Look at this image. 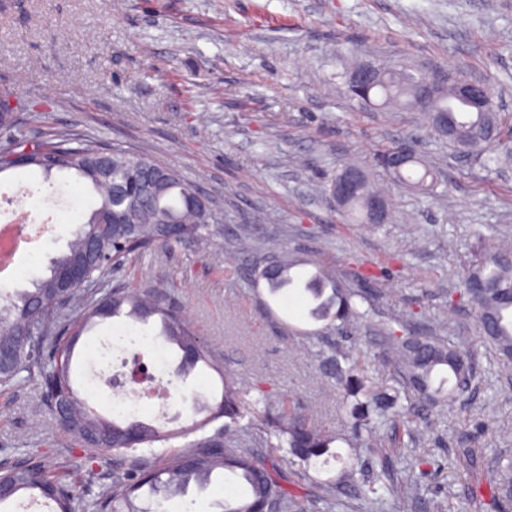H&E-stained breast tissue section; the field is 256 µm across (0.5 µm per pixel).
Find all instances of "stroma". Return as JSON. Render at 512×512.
Listing matches in <instances>:
<instances>
[{
  "instance_id": "1",
  "label": "stroma",
  "mask_w": 512,
  "mask_h": 512,
  "mask_svg": "<svg viewBox=\"0 0 512 512\" xmlns=\"http://www.w3.org/2000/svg\"><path fill=\"white\" fill-rule=\"evenodd\" d=\"M353 57L494 83L512 113V0H0V88L12 92L31 141L63 133L148 152L194 183L218 217V251L160 249L111 286H167L224 368L288 396L330 432L348 421L342 392L315 356L330 340L310 318L303 289L273 298L250 279L269 249L299 259L293 276L324 266L368 290L374 312L356 342L376 353V378L390 371L383 325L427 336L447 322L450 339L478 359L484 385L440 411L400 461L442 457L436 474L418 479L421 503L444 497L452 512H491L471 500L468 476L448 451L490 457L503 447L512 384L496 378V353L479 334L475 309L464 302L451 311L446 300L476 252L512 239V166L459 159L419 113L350 97L340 72ZM401 140L438 168L435 196L406 191L375 164L379 149ZM349 159L386 188L391 213L379 229L346 222L326 197ZM28 181L37 189L33 221L52 230L34 236L0 281L6 293L46 275L66 249L74 210L94 202L70 174L50 185L37 174ZM244 233L255 245L249 254L237 249ZM220 388L209 369L173 382L178 416L167 428L190 425L188 396L216 398ZM33 442L71 459L83 454L34 383L0 389V462Z\"/></svg>"
}]
</instances>
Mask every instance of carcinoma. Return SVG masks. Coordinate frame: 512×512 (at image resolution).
Here are the masks:
<instances>
[{
	"instance_id": "carcinoma-1",
	"label": "carcinoma",
	"mask_w": 512,
	"mask_h": 512,
	"mask_svg": "<svg viewBox=\"0 0 512 512\" xmlns=\"http://www.w3.org/2000/svg\"><path fill=\"white\" fill-rule=\"evenodd\" d=\"M417 75L403 67L391 69L384 82L371 88L369 97L383 109H413L417 104ZM438 106L449 110L448 148L455 154L487 159L498 165L512 160V150L503 149V136L512 139V124L500 112H477L466 116L452 112L451 99ZM497 128V138L487 141L476 127ZM156 164L144 152H130L120 146L105 151L94 141L57 136V140L30 141L12 112L0 113V176L17 170L39 173L52 183L54 174H74L97 195L88 214L77 213L76 229L67 250L54 258L49 275L32 281L33 288L16 290L0 303V344L13 347V359L0 367V389L35 381L42 404L62 428L75 436L86 450L79 464H70L52 450L33 447L23 457L0 465V486L11 493L0 499V512H10L12 504L26 495L54 503L52 512H154L150 505L199 489L229 475L242 494L222 502V512H296L304 498L310 512H333L344 497L360 498L376 512H386L388 504L413 507L419 501L417 484L409 477L392 473L391 456L400 448L419 441V430L401 425L406 410L430 421L440 409L479 389V376L472 356L448 343L446 336H409L382 328L391 373L383 381L369 374V354L355 347L351 329L366 316L359 305L370 303L369 293L350 288L336 274L320 269L305 284L312 307L310 317L325 322V329L337 334L336 344L322 353V365L345 397L349 417L347 430L333 434L311 424L291 411L288 401L262 390L249 403L247 391L224 369L212 350L205 346L183 318L162 286L107 289L112 274L136 268L142 258L163 247L172 250L194 242L206 251L215 246L212 212L198 211L192 200L194 187L174 169L169 180L155 193L131 192L120 200L117 189L127 186L136 169ZM398 183L420 194L433 191L437 172L418 159L400 172ZM380 194L372 185L349 202L345 215L363 223L365 198ZM124 203L132 223L108 224L106 211ZM74 265L84 268L81 281H65L58 273ZM298 260L277 256V265L268 270L260 264L254 280L265 281L273 297L286 294L293 283L291 270ZM485 288L477 294L473 277ZM471 303L480 329L499 355L501 381L512 382V244L505 242L483 251L462 281L456 298L448 300V311L457 302ZM124 316L146 323L156 317L159 336L180 351L174 372L186 380L199 368L215 371L222 382L220 401L194 408L204 414L180 431H164L137 417L110 419L99 413L75 388L72 364L76 349L89 351L82 341L99 323ZM224 419L216 433L184 444L151 465L114 469L109 482L99 486L90 504H85L82 482L72 468L91 478L96 454L105 451L115 457H130L139 447H152L197 431ZM347 446L335 450L336 443ZM256 448L285 449L259 454ZM470 480L471 498L498 512H512V454L488 459L470 448H453ZM301 474L319 473L338 466L335 477L317 480L311 487L288 480L284 464Z\"/></svg>"
}]
</instances>
